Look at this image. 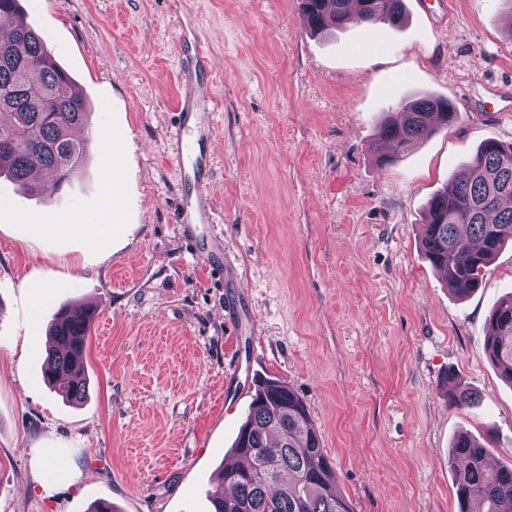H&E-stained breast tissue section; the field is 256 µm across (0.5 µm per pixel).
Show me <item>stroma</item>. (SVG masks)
Returning <instances> with one entry per match:
<instances>
[{
    "label": "stroma",
    "instance_id": "35a3bbf8",
    "mask_svg": "<svg viewBox=\"0 0 512 512\" xmlns=\"http://www.w3.org/2000/svg\"><path fill=\"white\" fill-rule=\"evenodd\" d=\"M405 4L398 27L313 34L300 0H23L91 105V159L40 196L0 178V512H210L264 377L304 400L354 512H457L462 431L512 463V386L485 349L512 247L464 300L420 248L429 197L482 141L512 143V0ZM182 19L210 62L180 169ZM420 92L459 121L380 164L383 113ZM200 196L211 223H179ZM78 219L111 237L41 231ZM86 304L89 396L71 404L32 339ZM452 374L479 405L449 404ZM186 89L183 97L180 100L178 112L176 113V120L171 124L168 130V141L171 145L172 160L179 166L182 165L183 155L187 149V144L184 141L185 135V119L187 113L191 112L195 105V100L191 92Z\"/></svg>",
    "mask_w": 512,
    "mask_h": 512
}]
</instances>
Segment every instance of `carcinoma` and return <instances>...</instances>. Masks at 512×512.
<instances>
[{
	"mask_svg": "<svg viewBox=\"0 0 512 512\" xmlns=\"http://www.w3.org/2000/svg\"><path fill=\"white\" fill-rule=\"evenodd\" d=\"M309 29L370 26L405 19L404 0H301ZM0 15L14 18L0 28V175L36 195V169L51 172L59 190L84 169L88 126L86 99L65 93L69 74L51 56L43 38L27 22L20 0H0ZM445 97L424 94L389 112L378 137L404 152L438 128L448 126ZM512 146L484 141L428 202L422 249L460 297L481 286L487 268L512 242ZM90 321L58 308L52 317L44 379L79 402L86 397L85 340ZM486 351L499 377L512 383V296L501 299L488 319ZM476 396L459 387L448 401L469 406ZM247 465L224 467L219 484L207 492L212 512H354L336 493V475L302 398L274 379L255 381V393L234 442ZM452 457L462 462L455 485L459 512H512V467L489 464L488 445L468 433L452 442Z\"/></svg>",
	"mask_w": 512,
	"mask_h": 512,
	"instance_id": "obj_1",
	"label": "carcinoma"
}]
</instances>
